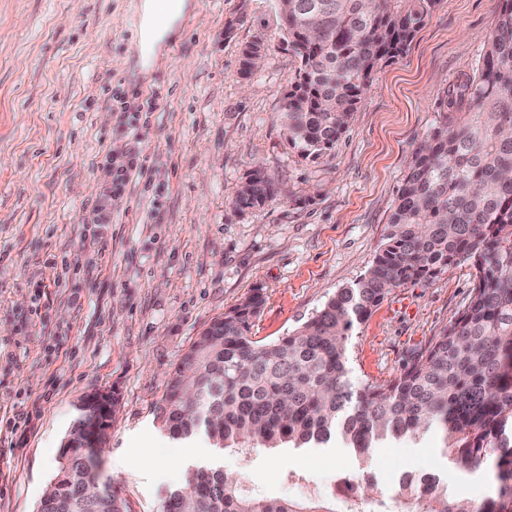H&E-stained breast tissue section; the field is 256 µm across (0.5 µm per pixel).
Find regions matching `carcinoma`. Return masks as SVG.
<instances>
[{
    "instance_id": "obj_1",
    "label": "carcinoma",
    "mask_w": 512,
    "mask_h": 512,
    "mask_svg": "<svg viewBox=\"0 0 512 512\" xmlns=\"http://www.w3.org/2000/svg\"><path fill=\"white\" fill-rule=\"evenodd\" d=\"M282 43L299 59L281 121L288 145L315 160L333 149L378 66L406 52L439 0H273ZM260 42L242 49V74L252 73ZM471 113L442 121L415 152L370 267L340 288L314 316L286 336L261 344L252 320L260 291L213 320L168 374L156 416L169 433L205 432L217 448H320L339 440L367 460L369 450L434 427L453 460L491 462L498 499L479 509L448 495L432 477L410 473L396 508L361 491L336 506L245 494L222 471L200 472L169 491L164 512H512V0H499L496 27L474 75L453 99ZM277 198L261 169L238 185L243 212ZM468 263L474 287L461 312L383 383L351 378L348 344L354 330L395 288L434 280ZM193 372L183 390L180 366ZM94 439L70 457L57 494L38 512H127L111 483L85 493L96 471Z\"/></svg>"
}]
</instances>
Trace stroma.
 <instances>
[{
  "instance_id": "obj_1",
  "label": "stroma",
  "mask_w": 512,
  "mask_h": 512,
  "mask_svg": "<svg viewBox=\"0 0 512 512\" xmlns=\"http://www.w3.org/2000/svg\"><path fill=\"white\" fill-rule=\"evenodd\" d=\"M140 2L0 0V417L29 420L0 425V512H37L92 391L120 399L98 472L128 512H162L167 491L201 467L233 473L258 496L326 499L346 477L392 499L413 471L476 505L495 499L492 471L455 464L433 430L372 449L362 464L339 446L220 451L202 434L175 439L155 407L195 337L252 289L265 297L252 337L266 343L367 270L415 149L442 120L460 119L449 92L484 55L497 0H440L314 161L281 127L298 61L280 45L273 0H187L148 62ZM256 41L262 63L242 76L241 50ZM134 89L158 97L141 146L163 205L153 210L135 182L111 223H87L100 163L126 145L113 100ZM257 168L278 199L237 212L230 194ZM470 286L463 263L391 291L350 340L353 379L396 378Z\"/></svg>"
}]
</instances>
